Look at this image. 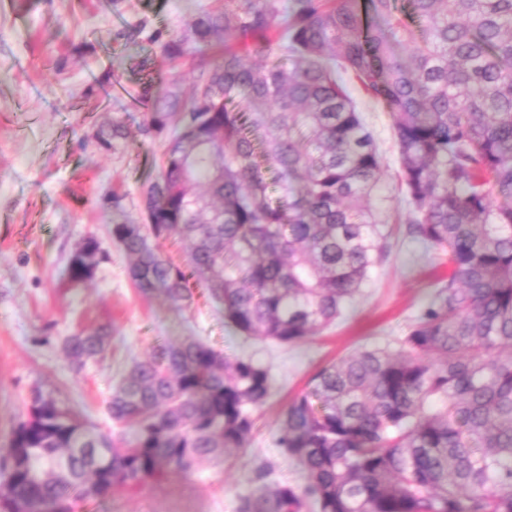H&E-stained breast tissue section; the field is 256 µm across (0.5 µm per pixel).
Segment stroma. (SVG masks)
I'll return each instance as SVG.
<instances>
[{
	"mask_svg": "<svg viewBox=\"0 0 512 512\" xmlns=\"http://www.w3.org/2000/svg\"><path fill=\"white\" fill-rule=\"evenodd\" d=\"M223 7L224 0H0V453L36 388L77 401L108 429L105 406L122 373L161 342L196 336L226 355L271 365L274 376L273 395L236 458L170 472L76 512H236L263 464L273 469L270 483L304 485L300 466L275 444L290 399L325 363L403 335L443 271L439 251L394 233L387 259L344 318L291 347L241 336L208 297L177 310L162 296L138 293L109 227L142 223L141 191L159 172L163 141L143 132V89L175 81L188 95L196 76L194 60L167 59L154 36L180 35L190 15ZM356 99L383 152L376 203L392 225L406 204L391 120L364 94ZM112 123L128 133L116 151L96 140L98 128ZM90 236L101 248L96 274L68 285V259ZM105 323L114 329L108 350L73 364L66 338Z\"/></svg>",
	"mask_w": 512,
	"mask_h": 512,
	"instance_id": "1",
	"label": "stroma"
}]
</instances>
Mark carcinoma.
I'll list each match as a JSON object with an SVG mask.
<instances>
[{"label":"carcinoma","instance_id":"obj_1","mask_svg":"<svg viewBox=\"0 0 512 512\" xmlns=\"http://www.w3.org/2000/svg\"><path fill=\"white\" fill-rule=\"evenodd\" d=\"M198 58L193 93L144 96L166 137L144 223H115L143 296L192 307L196 290L247 337L294 345L336 322L389 251L372 200L383 162L343 75L384 107L408 209L405 235L448 257V279L399 348L361 350L313 374L276 444L306 476L237 512H512V0H227L163 44ZM117 149L124 126L100 128ZM189 244L187 265L161 250ZM100 248L69 257L71 285ZM112 325L66 339L82 364ZM271 369L187 336L133 362L105 433L32 391L0 459V512H75L248 447Z\"/></svg>","mask_w":512,"mask_h":512}]
</instances>
